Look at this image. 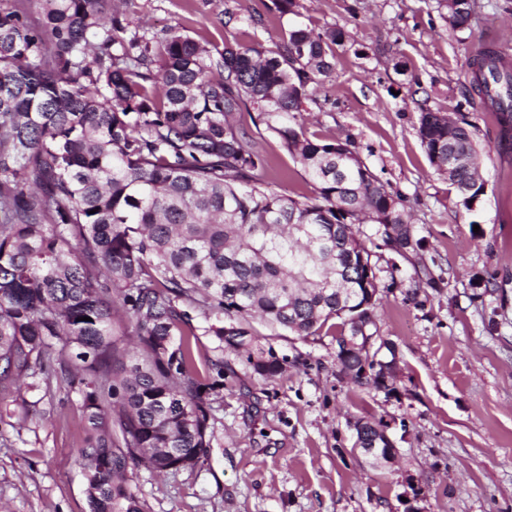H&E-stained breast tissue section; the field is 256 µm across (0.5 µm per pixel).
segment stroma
Wrapping results in <instances>:
<instances>
[{
	"mask_svg": "<svg viewBox=\"0 0 512 512\" xmlns=\"http://www.w3.org/2000/svg\"><path fill=\"white\" fill-rule=\"evenodd\" d=\"M475 2L470 26L453 30L439 0H297L285 16L275 0H128V20L148 34L179 25L217 47L279 52L296 23L341 29L333 69L295 124L312 139L350 140L424 242L406 258L373 250L378 334L399 358L388 388L340 378L333 336L255 323L284 371L261 377L247 351H225L208 458L130 472L144 512H405L410 498L419 512H512V120L496 123L469 68L482 46L512 68V0ZM426 110L472 127L486 183L473 207L426 157ZM250 133L269 186L313 196L278 139ZM360 419L386 425L393 463L354 450ZM86 435L76 388L17 387L0 404V512H88L76 463Z\"/></svg>",
	"mask_w": 512,
	"mask_h": 512,
	"instance_id": "stroma-1",
	"label": "stroma"
}]
</instances>
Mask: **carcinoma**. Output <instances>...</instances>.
<instances>
[{
  "mask_svg": "<svg viewBox=\"0 0 512 512\" xmlns=\"http://www.w3.org/2000/svg\"><path fill=\"white\" fill-rule=\"evenodd\" d=\"M116 0H0V400L21 378L50 386L46 356L68 355L83 400L77 450L90 512H143L130 470L175 472L207 458L210 396L224 389V348H250L253 371L282 363L255 346L252 320L308 338L377 333L378 282L361 215L395 254L418 252L389 225L399 198L340 139L291 125L308 87L333 67L344 33L289 30L286 52L211 49L173 27L130 31ZM448 8L470 25L474 0ZM481 93L512 101V71L489 49L474 61ZM263 124L316 196L270 188L264 154L241 122ZM418 137L455 191L483 193L465 122L423 113ZM139 357L103 389L117 357L115 319ZM216 355L198 364L199 337Z\"/></svg>",
  "mask_w": 512,
  "mask_h": 512,
  "instance_id": "carcinoma-1",
  "label": "carcinoma"
}]
</instances>
